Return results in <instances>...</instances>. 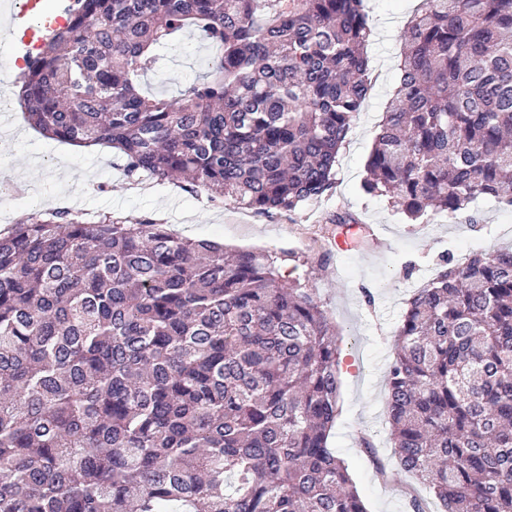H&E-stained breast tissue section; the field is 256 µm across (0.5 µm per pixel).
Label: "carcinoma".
Wrapping results in <instances>:
<instances>
[{
  "label": "carcinoma",
  "instance_id": "cac0c4a2",
  "mask_svg": "<svg viewBox=\"0 0 512 512\" xmlns=\"http://www.w3.org/2000/svg\"><path fill=\"white\" fill-rule=\"evenodd\" d=\"M363 0H71L19 76L43 136L256 213L333 186L370 87ZM191 29L178 95L142 80ZM411 221L512 205V0H425L366 163ZM338 333L274 258L68 210L0 232V512H367L329 448ZM400 470L439 512H512V249L412 295L387 369Z\"/></svg>",
  "mask_w": 512,
  "mask_h": 512
}]
</instances>
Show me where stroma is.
Wrapping results in <instances>:
<instances>
[{"mask_svg": "<svg viewBox=\"0 0 512 512\" xmlns=\"http://www.w3.org/2000/svg\"><path fill=\"white\" fill-rule=\"evenodd\" d=\"M422 0H363L373 35L367 45L373 88L336 162L335 183L323 197L288 212L258 214L184 180L128 179L116 150L80 149L48 139L27 124L20 107L0 112V172L16 192L0 204V230L32 213L67 208L88 221L109 213L151 219L175 235L209 239L229 250H265L282 257L287 278L313 288L340 333L339 415L328 445L344 459L368 512H408L402 473L380 480L377 463L392 465L393 445L383 413L386 372L394 336L410 295L438 272L466 259L512 246V207L481 197L456 218L428 213L420 223L383 197L363 193L365 164L399 83L400 52L407 25ZM212 55L190 34L165 50L147 91L177 94L204 76ZM349 213L351 229L333 218ZM352 235L343 249L336 241ZM368 438L373 451L361 447Z\"/></svg>", "mask_w": 512, "mask_h": 512, "instance_id": "stroma-1", "label": "stroma"}]
</instances>
